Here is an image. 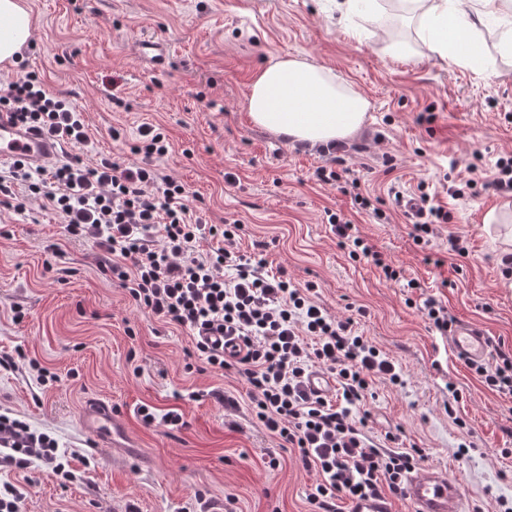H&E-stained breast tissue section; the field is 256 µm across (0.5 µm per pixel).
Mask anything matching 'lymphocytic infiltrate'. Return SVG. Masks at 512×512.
<instances>
[{"label":"lymphocytic infiltrate","mask_w":512,"mask_h":512,"mask_svg":"<svg viewBox=\"0 0 512 512\" xmlns=\"http://www.w3.org/2000/svg\"><path fill=\"white\" fill-rule=\"evenodd\" d=\"M67 146L49 165L12 162L0 175V208L25 212L40 197L56 211L67 239L91 243L103 273L126 288L148 316L193 340L192 355L214 372L243 378L253 419L298 453L319 480L308 495L315 512H340L355 502L403 493L405 475L424 460L423 449L396 450L400 433L375 442L368 423L374 378L403 382L395 363L348 320L331 316L285 271L267 269L264 242L244 255L233 248L241 226L211 224L197 216L185 187L152 160L168 151L165 133L146 124L134 145L141 163L108 155L84 162L90 142L83 111L48 93L36 72L0 84V113ZM341 247L366 258L386 279L397 267L369 245L355 225L329 214ZM208 250H200V243ZM329 373L340 400L309 390L312 368ZM40 461L61 473L57 443L26 422L0 414V465Z\"/></svg>","instance_id":"lymphocytic-infiltrate-1"}]
</instances>
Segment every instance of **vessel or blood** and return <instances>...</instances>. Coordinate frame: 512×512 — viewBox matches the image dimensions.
I'll return each instance as SVG.
<instances>
[{"label":"vessel or blood","mask_w":512,"mask_h":512,"mask_svg":"<svg viewBox=\"0 0 512 512\" xmlns=\"http://www.w3.org/2000/svg\"><path fill=\"white\" fill-rule=\"evenodd\" d=\"M61 148L45 137L19 128L6 113H0V160H23L42 163L59 155ZM448 343L459 358L483 360L489 346L486 332L469 321H456L448 329ZM84 427L96 438L111 440L113 447L127 454H139L138 445L125 430L121 415L103 402L87 404L82 412ZM406 499L413 512H467L459 484L447 473L433 467L411 471L404 485Z\"/></svg>","instance_id":"obj_1"}]
</instances>
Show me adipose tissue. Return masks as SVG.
I'll use <instances>...</instances> for the list:
<instances>
[{"label": "adipose tissue", "mask_w": 512, "mask_h": 512, "mask_svg": "<svg viewBox=\"0 0 512 512\" xmlns=\"http://www.w3.org/2000/svg\"><path fill=\"white\" fill-rule=\"evenodd\" d=\"M407 13L421 53L474 70L485 62L482 28L496 24L498 51L512 55V0H393ZM34 20L22 0H0V66L16 63L31 39ZM368 100L326 67L298 57L261 65L247 110L257 126L311 146L339 141L362 125Z\"/></svg>", "instance_id": "1"}]
</instances>
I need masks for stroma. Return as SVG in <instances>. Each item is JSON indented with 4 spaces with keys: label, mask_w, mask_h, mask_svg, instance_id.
Here are the masks:
<instances>
[{
    "label": "stroma",
    "mask_w": 512,
    "mask_h": 512,
    "mask_svg": "<svg viewBox=\"0 0 512 512\" xmlns=\"http://www.w3.org/2000/svg\"><path fill=\"white\" fill-rule=\"evenodd\" d=\"M24 2L34 33L22 53L48 90L83 108L95 150L138 162L131 146L140 126L160 127L169 146L156 165L196 196L202 218L239 221L241 251L266 241L271 269L314 284L319 304L354 317V331L392 359L404 383L374 381V436L402 429L404 443L425 448V466L460 484L470 512L512 502V395L487 388L414 304L442 301L512 351V288L502 285L501 244L485 222L503 199L482 187L496 160L512 155V57L492 53L480 72L436 56L384 55L335 0ZM150 37L167 45L163 67L136 55ZM284 56L325 66L364 95L363 125L314 148L256 126L250 84L261 65ZM330 165L341 181H317L316 169ZM355 180L371 209L355 204ZM420 188L451 217L425 243L411 237L415 217L400 204ZM331 212L400 269V282L339 246ZM0 223L9 227L0 236V357L11 362L0 368V413L53 437L73 472L65 481L39 462L0 467V484L25 494L21 512H210L218 501L224 512H311L315 471L248 406L228 413L211 397L243 392L238 376L188 369L190 336L141 312L51 211H6ZM452 232L466 256L449 255ZM53 243L62 250L55 259L46 250ZM40 367L50 377L43 385ZM452 386L464 430L443 407ZM92 399L124 416L140 458L91 438L81 413ZM144 405L181 413L185 428L145 426ZM466 437L475 447L456 457ZM273 456L278 466H269Z\"/></svg>",
    "instance_id": "obj_1"
}]
</instances>
